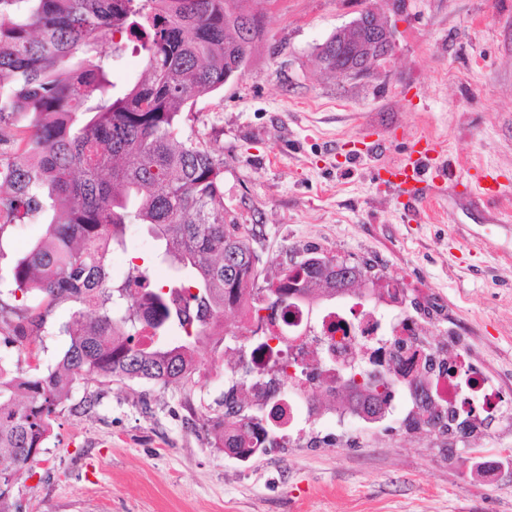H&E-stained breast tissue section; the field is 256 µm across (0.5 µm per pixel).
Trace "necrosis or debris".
Returning <instances> with one entry per match:
<instances>
[{"label":"necrosis or debris","instance_id":"obj_1","mask_svg":"<svg viewBox=\"0 0 512 512\" xmlns=\"http://www.w3.org/2000/svg\"><path fill=\"white\" fill-rule=\"evenodd\" d=\"M403 292L395 280L381 282L373 295L340 300L309 320L306 307H298L286 330L282 349L272 353L247 352L245 382L254 400H261L271 368L285 366L281 400L289 426L317 417L311 395L296 393L293 373L313 374L320 392L336 395L327 412L337 427L359 429L371 425L366 413L350 402L351 375L392 377L395 398L386 405L393 415L414 409L418 388H425L435 404L469 420L512 415V402L468 361L464 350L430 342L424 323L402 314Z\"/></svg>","mask_w":512,"mask_h":512}]
</instances>
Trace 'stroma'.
Instances as JSON below:
<instances>
[{
    "label": "stroma",
    "mask_w": 512,
    "mask_h": 512,
    "mask_svg": "<svg viewBox=\"0 0 512 512\" xmlns=\"http://www.w3.org/2000/svg\"><path fill=\"white\" fill-rule=\"evenodd\" d=\"M370 4L393 54L357 80L323 71L317 45ZM195 111L268 276L311 251L397 277L408 314L428 309L431 332L512 399V0H277L245 73ZM371 133L383 150L355 158ZM421 135L443 147L429 169L452 172L425 203L377 178ZM477 182L493 195L472 197ZM44 231L39 216L1 227L0 266ZM71 312L53 307L32 350L0 344V363L53 367ZM196 359L200 373L164 388L76 382L15 487L21 512H512V467L491 481L470 470L512 450V418L452 440L389 419L342 433L320 421L241 461L202 426L223 416L238 360L213 340Z\"/></svg>",
    "instance_id": "1"
}]
</instances>
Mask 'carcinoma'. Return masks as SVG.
Returning <instances> with one entry per match:
<instances>
[{"label":"carcinoma","instance_id":"1","mask_svg":"<svg viewBox=\"0 0 512 512\" xmlns=\"http://www.w3.org/2000/svg\"><path fill=\"white\" fill-rule=\"evenodd\" d=\"M263 0H0V128L27 121L29 147L16 160L0 204L23 218L59 212L45 236L0 283L47 300L44 311L0 305V332L36 342L52 306L74 304L62 332L69 344L45 372L0 369V512H12L18 477L42 452L58 407L75 382L98 379L166 387L200 371L196 346L224 314L252 299L256 321L271 304L288 317L295 293L358 294L386 279L373 267L332 264L311 254L303 274L261 280L253 238L224 203L223 153L187 124L198 98L244 74ZM142 56L140 75L119 83L114 59ZM154 242L151 264L115 286L106 260L125 248L128 225ZM157 336L143 345L144 322ZM354 402L375 414L390 383ZM237 388L224 391V417L207 418L218 448L247 460L244 436L261 424Z\"/></svg>","mask_w":512,"mask_h":512}]
</instances>
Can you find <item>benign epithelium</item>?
<instances>
[{"instance_id":"benign-epithelium-1","label":"benign epithelium","mask_w":512,"mask_h":512,"mask_svg":"<svg viewBox=\"0 0 512 512\" xmlns=\"http://www.w3.org/2000/svg\"><path fill=\"white\" fill-rule=\"evenodd\" d=\"M394 49L392 31L376 17L361 12L320 44L316 56L319 65L334 68L336 76L359 79Z\"/></svg>"}]
</instances>
